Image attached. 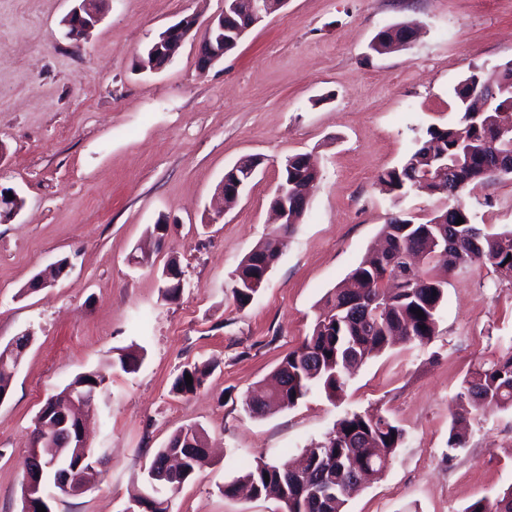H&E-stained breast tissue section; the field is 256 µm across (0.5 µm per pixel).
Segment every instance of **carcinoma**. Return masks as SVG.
Here are the masks:
<instances>
[{
  "label": "carcinoma",
  "instance_id": "obj_1",
  "mask_svg": "<svg viewBox=\"0 0 512 512\" xmlns=\"http://www.w3.org/2000/svg\"><path fill=\"white\" fill-rule=\"evenodd\" d=\"M242 26L241 13L229 10L224 14V54L239 45L235 31ZM408 31L406 25L382 30L377 34L379 43L372 49L378 54L389 53L393 44L407 38ZM456 97L459 121L429 127L408 159L379 177L385 191L398 195L420 191L421 182L427 180V194L444 196L446 207L425 222L403 217L399 224L383 226V247L368 252L345 283L326 295L310 334L283 357L271 388L246 398L245 411L250 416H263L273 408H293L314 389L324 391L330 399L340 395L352 368L386 349L397 336L417 346L427 344L437 330L446 285L435 270L447 273L459 266L478 264L512 273V259H508L512 256V228L494 232L474 223L463 202L469 184L488 180L490 166L512 159V135H501L493 114L474 118L470 112L474 101H464L459 93ZM442 154L448 158V174L437 183L438 157ZM293 158L295 162L282 169L288 181L306 184L318 178L311 154H295ZM459 217L464 220L460 225L456 224ZM281 244L278 229L240 262L235 271V295L240 305L250 303L255 294L244 287L246 281L260 276L265 264L276 261ZM418 309L424 316L415 314ZM210 371L208 364L185 367L176 377L173 391L184 395L196 392ZM187 374L192 377L190 386L185 381ZM104 376L100 370L81 372L66 388L82 385L88 391L91 380ZM462 402L475 417L496 409H512V341L498 359L479 362L467 372L455 396V403ZM466 426V416L451 412L448 453L465 447L462 429ZM403 442L404 431L380 410L348 413L302 455L280 463L260 460L248 465L224 485L222 492L233 495L246 487L255 499L276 501L282 512H346L353 493L352 462L366 464L367 477L378 480L386 467L375 449H383L392 460ZM205 443L203 430L188 425L157 451L147 470L173 455L181 456L182 470L166 495L157 499L153 512H166L162 504L194 479L207 457L200 451ZM464 512H512V486L491 501H475Z\"/></svg>",
  "mask_w": 512,
  "mask_h": 512
}]
</instances>
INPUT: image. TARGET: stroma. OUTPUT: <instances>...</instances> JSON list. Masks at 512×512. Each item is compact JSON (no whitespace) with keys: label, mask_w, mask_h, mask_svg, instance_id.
Instances as JSON below:
<instances>
[{"label":"stroma","mask_w":512,"mask_h":512,"mask_svg":"<svg viewBox=\"0 0 512 512\" xmlns=\"http://www.w3.org/2000/svg\"><path fill=\"white\" fill-rule=\"evenodd\" d=\"M74 0H0V187L24 197L0 223V349L33 332L0 402V512H22L24 461L46 398L76 374L110 372L89 422L106 450L94 490L53 512H123L143 466L181 427L204 429L213 454L176 494L172 512H275L272 500L227 496L236 463L280 461L322 440L345 414L379 408L405 431L380 480L346 512H464L512 485V410L481 416L467 445L448 451L450 409L469 367L512 338V275L471 265L447 275L435 336L372 356L341 397L315 390L296 407L254 418L246 394L310 333L325 295L394 214L422 222L444 197L387 193L430 126L456 122L454 89L470 70L493 79L512 61V0H288L207 72L186 44L157 72L144 48L184 16L218 14L224 0H105L82 41L63 19ZM414 23L389 54L378 32ZM312 154L320 177L304 219L247 306L234 271L272 231L270 201L287 156ZM262 164L238 204L213 219L211 201L239 158ZM475 223L512 228V178L473 184ZM170 231L147 264L129 261L147 229ZM178 258L188 284L165 298L159 276ZM52 288L25 287L59 260ZM140 367H112L120 350ZM208 363L203 387L172 390L181 370Z\"/></svg>","instance_id":"35a3bbf8"}]
</instances>
